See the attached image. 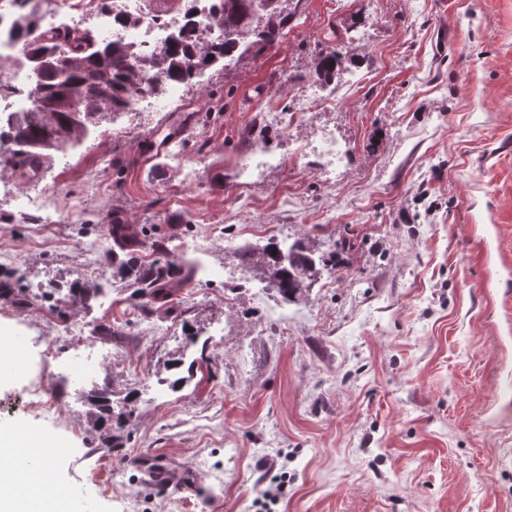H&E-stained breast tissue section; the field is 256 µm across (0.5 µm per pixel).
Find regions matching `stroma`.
<instances>
[{"mask_svg":"<svg viewBox=\"0 0 512 512\" xmlns=\"http://www.w3.org/2000/svg\"><path fill=\"white\" fill-rule=\"evenodd\" d=\"M333 29L356 63L308 79L310 50ZM310 92L333 106L296 112ZM157 103L54 154L38 181L0 169V253L16 259L1 283L88 275L80 245L110 253L92 222L115 212L197 264L180 295L191 347L180 320H142L102 267L104 292L80 319L109 357L78 379L69 345H56L54 420L22 400L62 315L0 297V349L28 339L23 369L0 377V426L26 425L56 448L71 512H512V0H299L277 49ZM281 111L296 118L264 124L275 163L244 176L254 147L243 133ZM176 128L194 188L148 149ZM325 142L341 161L322 159ZM28 193L57 223L18 222ZM303 238L338 261L305 300L239 275L242 247ZM179 350L206 352L211 367L174 390L164 364ZM107 382L114 407L136 392L113 446L85 401ZM144 459L192 478V491L150 483ZM282 473L284 492L256 506Z\"/></svg>","mask_w":512,"mask_h":512,"instance_id":"1","label":"stroma"}]
</instances>
